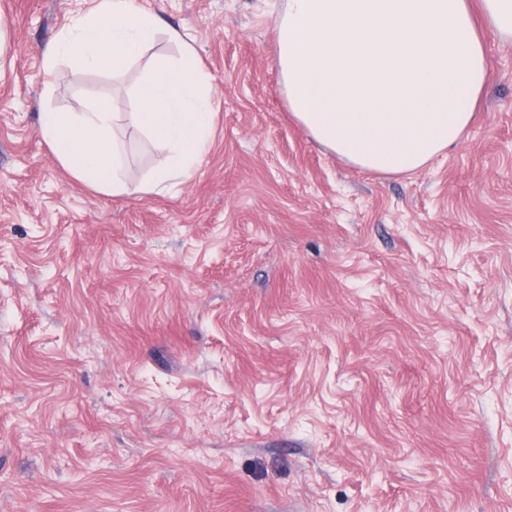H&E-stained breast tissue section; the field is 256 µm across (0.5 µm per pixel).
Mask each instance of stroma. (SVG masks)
Here are the masks:
<instances>
[{
  "instance_id": "stroma-1",
  "label": "stroma",
  "mask_w": 512,
  "mask_h": 512,
  "mask_svg": "<svg viewBox=\"0 0 512 512\" xmlns=\"http://www.w3.org/2000/svg\"><path fill=\"white\" fill-rule=\"evenodd\" d=\"M215 89L172 192L118 122L129 195L53 157L41 110H126L44 65L72 0H0V512H512V42L461 140L363 171L293 118L284 0H151Z\"/></svg>"
}]
</instances>
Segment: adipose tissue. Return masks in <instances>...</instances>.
Listing matches in <instances>:
<instances>
[{"instance_id":"adipose-tissue-1","label":"adipose tissue","mask_w":512,"mask_h":512,"mask_svg":"<svg viewBox=\"0 0 512 512\" xmlns=\"http://www.w3.org/2000/svg\"><path fill=\"white\" fill-rule=\"evenodd\" d=\"M287 0L277 18L276 68L288 109L337 157L370 172L421 169L451 149L471 122L486 82L485 33L512 41V0ZM178 55L153 52L159 37ZM47 68L74 62L119 75L147 58L125 114L99 101L86 112L46 110L39 133L76 179L129 194L120 177L118 120L168 151L144 184L175 190L208 154L214 87L195 47L142 0H94L43 51Z\"/></svg>"}]
</instances>
